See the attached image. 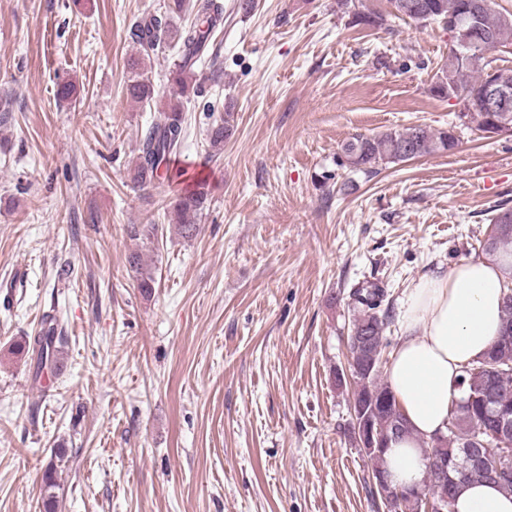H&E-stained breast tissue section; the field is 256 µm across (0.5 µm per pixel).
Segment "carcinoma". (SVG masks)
<instances>
[{
    "label": "carcinoma",
    "instance_id": "cac0c4a2",
    "mask_svg": "<svg viewBox=\"0 0 512 512\" xmlns=\"http://www.w3.org/2000/svg\"><path fill=\"white\" fill-rule=\"evenodd\" d=\"M393 13L417 23L436 22L450 35L452 47L447 62L433 75L431 93L438 98H451L466 91L470 101L461 117L475 125L476 130L491 138L495 135L512 136V107L506 112H487L480 103L483 92L492 86L512 87V67L494 66L488 52L499 47L512 46V12L497 11L492 6L473 9L477 0H389ZM337 8L352 16V23L362 27H380L383 15L374 11L354 9L353 0H337ZM186 10V0H168L163 15H149L135 22L129 37L138 46L139 57L130 64L127 95L135 103H150L154 88L150 82L144 60L158 47L172 43L179 47L178 59L171 71L177 92L175 103H170L159 118L149 124L141 134L138 155L130 170L131 180L140 186L154 185L162 179V170L168 168L171 155L180 148L185 137L182 99L198 94L199 85L193 79L195 70L208 54L215 30L224 21V8L218 0H193L195 21L181 26L174 22ZM235 126V113L226 112L214 124L209 134V148L216 156L224 151V140L231 136ZM457 145V138L449 130H431L421 125L382 132L357 134L341 149L339 166L353 173L372 177L379 167L405 162L422 156L449 152ZM208 200L205 184L192 191L177 195L171 202L173 221L180 234L194 235L197 221ZM481 252L493 256L512 251V206L499 205L492 218L488 236L479 241ZM137 274L138 288L145 294L153 288L154 278L144 271L140 255L129 259ZM387 292L375 283L358 284L351 288L349 300L353 308L351 326L370 337L368 347L354 355V398L371 406L372 421L382 428L390 423L391 406L398 405L388 382L381 372L383 332L390 319V307L383 306ZM512 334V298L502 302L501 328L485 355L463 367L458 384L464 396L480 394L487 398L482 407L465 413L450 408L448 414V447L460 452L464 444L481 432H495L494 412L512 411V340L502 336ZM65 337L58 332L56 316H44L38 335L21 339L16 352L34 362V381L40 382L46 371H54L60 360ZM57 470L48 466L44 474V512H55Z\"/></svg>",
    "mask_w": 512,
    "mask_h": 512
}]
</instances>
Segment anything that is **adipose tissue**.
<instances>
[{"instance_id":"1","label":"adipose tissue","mask_w":512,"mask_h":512,"mask_svg":"<svg viewBox=\"0 0 512 512\" xmlns=\"http://www.w3.org/2000/svg\"><path fill=\"white\" fill-rule=\"evenodd\" d=\"M512 279V254L471 258L444 274L421 276L400 311L401 336L387 370L411 433L391 442L384 467L399 486L419 484L424 440L448 431L463 366L483 356L501 325V302ZM454 512H512V495L475 481L456 497Z\"/></svg>"}]
</instances>
